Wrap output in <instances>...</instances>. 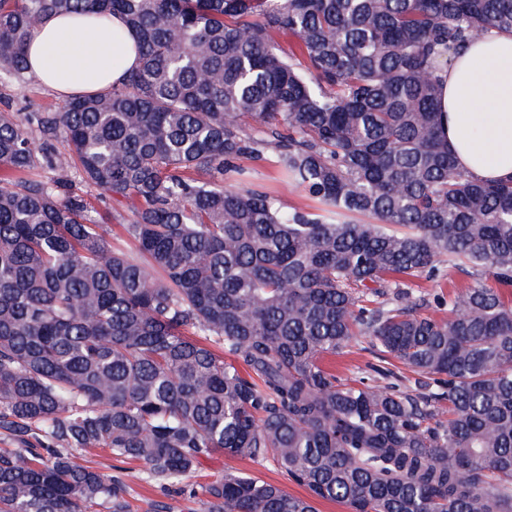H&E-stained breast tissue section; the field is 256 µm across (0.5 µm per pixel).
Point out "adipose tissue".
<instances>
[{
	"instance_id": "adipose-tissue-1",
	"label": "adipose tissue",
	"mask_w": 512,
	"mask_h": 512,
	"mask_svg": "<svg viewBox=\"0 0 512 512\" xmlns=\"http://www.w3.org/2000/svg\"><path fill=\"white\" fill-rule=\"evenodd\" d=\"M138 36L123 18L48 16L25 52L39 82L60 95L92 92L138 67ZM442 139L475 179H512V31L474 36L439 65Z\"/></svg>"
}]
</instances>
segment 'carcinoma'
<instances>
[{
  "instance_id": "obj_1",
  "label": "carcinoma",
  "mask_w": 512,
  "mask_h": 512,
  "mask_svg": "<svg viewBox=\"0 0 512 512\" xmlns=\"http://www.w3.org/2000/svg\"><path fill=\"white\" fill-rule=\"evenodd\" d=\"M109 13L138 69L37 138L0 113V512H127L88 448L166 485L270 457L310 492L226 470L203 512H512V180L458 167L436 76L512 0H0V80L28 83L46 16ZM243 158L314 205L224 184ZM72 167L135 251L29 178ZM446 264L474 283L415 298ZM359 338L437 391L322 367Z\"/></svg>"
}]
</instances>
